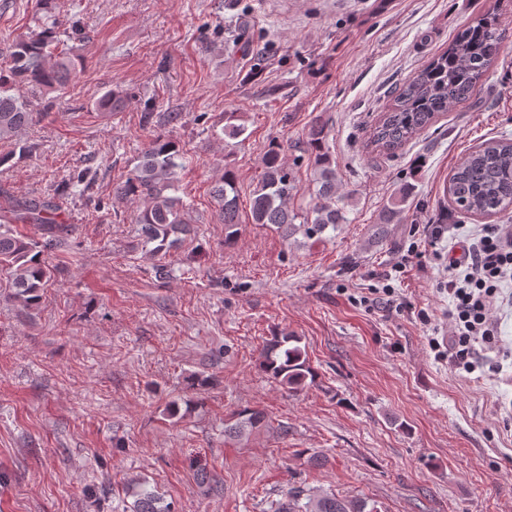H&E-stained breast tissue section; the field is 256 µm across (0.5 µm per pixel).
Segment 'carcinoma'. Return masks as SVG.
I'll return each instance as SVG.
<instances>
[{"label": "carcinoma", "instance_id": "carcinoma-1", "mask_svg": "<svg viewBox=\"0 0 512 512\" xmlns=\"http://www.w3.org/2000/svg\"><path fill=\"white\" fill-rule=\"evenodd\" d=\"M36 14L42 17L34 29L16 36L7 48L9 67L0 71V141L12 140L33 122L37 107L46 104L49 95H62L76 79L81 60L56 30L45 20L60 13L62 0H35ZM505 30L496 12L472 19L459 30L448 50L434 58L394 96L370 132L367 145L380 153L393 155L416 139L435 115L457 105H476V87L495 65ZM23 84L28 96L14 94ZM126 102L125 93L109 90L95 103L100 112H119ZM142 123L152 127H174L181 121L179 112H144ZM222 139L240 143L249 138L247 121L241 112L224 113ZM324 125H312L306 141L308 160L313 170L312 201L309 212L300 215L288 204L298 193L292 170L278 145L263 156V172L253 191L251 222L275 230L282 237L300 231L308 239H322L328 228L347 223V211L339 196L336 159L325 144ZM184 153L179 145L162 133H156L142 152L140 162L125 182L115 187L116 200L140 203L134 223L141 225L143 245L161 259L156 265L158 278L169 276L162 259L169 255L189 232L191 219L181 197L173 194L177 170L183 166ZM448 206L442 210L441 223L460 218H490L512 209V139L491 138L482 142L454 168L445 188ZM413 186L404 185L384 207L378 220V236H385L388 224L400 223L404 203ZM219 203L217 218L224 224L226 239L237 235L240 224L236 176L229 161L214 186ZM58 204L53 197L18 198L12 203L13 221L31 224L40 238L24 235L0 224V271L9 279V299L25 315L37 309L44 290L52 281L50 255L71 233V225L56 220ZM301 338L282 332L264 347V372L290 390H298L313 377ZM268 425L261 410L244 409L224 421V436L242 438ZM130 512H173L162 496L147 485L135 492ZM271 512H378L369 501L338 498L304 487L287 492V500L275 504Z\"/></svg>", "mask_w": 512, "mask_h": 512}]
</instances>
